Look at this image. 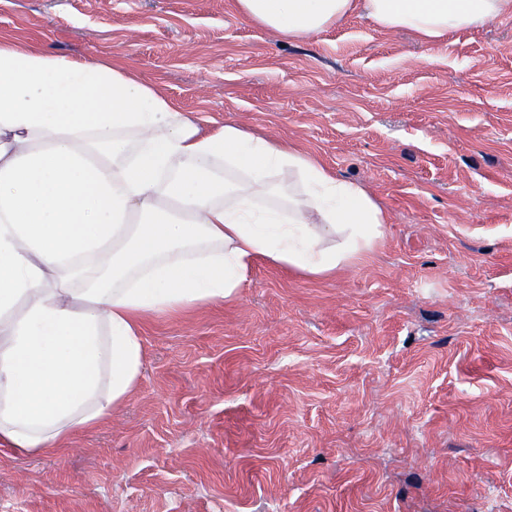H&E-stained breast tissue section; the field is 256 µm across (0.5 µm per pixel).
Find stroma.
Wrapping results in <instances>:
<instances>
[{
    "label": "stroma",
    "instance_id": "1",
    "mask_svg": "<svg viewBox=\"0 0 512 512\" xmlns=\"http://www.w3.org/2000/svg\"><path fill=\"white\" fill-rule=\"evenodd\" d=\"M0 41L118 60L202 127L318 155L387 215L325 279L144 323L138 389L0 512H512V17L284 42L231 0H0Z\"/></svg>",
    "mask_w": 512,
    "mask_h": 512
}]
</instances>
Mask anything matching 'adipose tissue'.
I'll return each instance as SVG.
<instances>
[{"mask_svg": "<svg viewBox=\"0 0 512 512\" xmlns=\"http://www.w3.org/2000/svg\"><path fill=\"white\" fill-rule=\"evenodd\" d=\"M297 41L355 17L423 44L512 0H233ZM383 209L317 155L202 128L118 62L0 42V447L59 456L137 388L143 323L236 298L256 262L328 277Z\"/></svg>", "mask_w": 512, "mask_h": 512, "instance_id": "obj_1", "label": "adipose tissue"}]
</instances>
